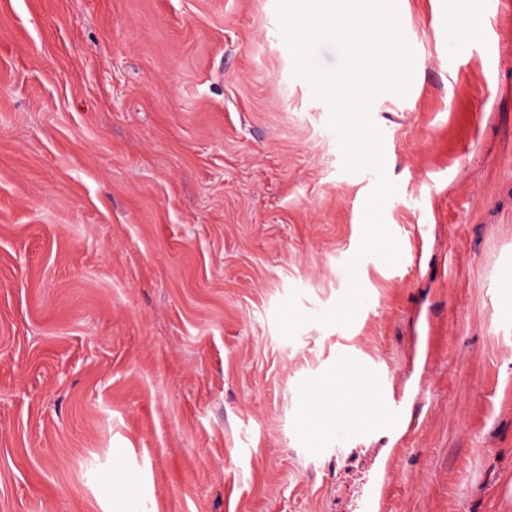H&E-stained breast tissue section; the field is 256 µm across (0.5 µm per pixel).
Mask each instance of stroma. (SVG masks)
<instances>
[{
    "mask_svg": "<svg viewBox=\"0 0 512 512\" xmlns=\"http://www.w3.org/2000/svg\"><path fill=\"white\" fill-rule=\"evenodd\" d=\"M398 9L413 81L371 116L401 259L286 339L291 291L345 293L376 176L274 0H0V512H362L388 467L380 512H512V0ZM341 373L381 420L339 451L306 399Z\"/></svg>",
    "mask_w": 512,
    "mask_h": 512,
    "instance_id": "stroma-1",
    "label": "stroma"
}]
</instances>
